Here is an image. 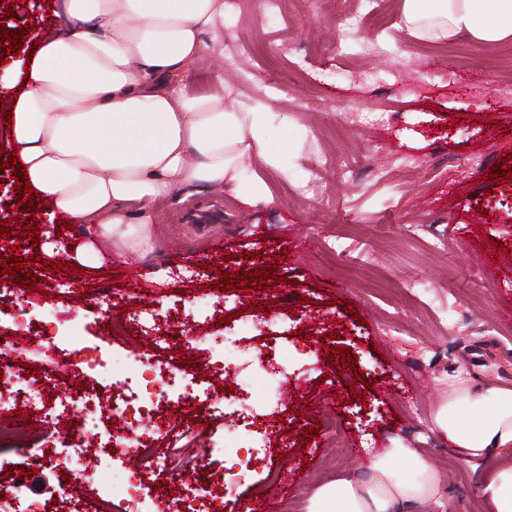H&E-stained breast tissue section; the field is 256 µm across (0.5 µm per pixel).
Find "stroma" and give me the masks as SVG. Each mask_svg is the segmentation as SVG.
<instances>
[{"label": "stroma", "instance_id": "obj_1", "mask_svg": "<svg viewBox=\"0 0 512 512\" xmlns=\"http://www.w3.org/2000/svg\"><path fill=\"white\" fill-rule=\"evenodd\" d=\"M401 6L392 0L389 29L363 27L345 38L334 6L315 13L288 0L283 17L272 20L262 0H237L224 18L222 45L205 52L189 82L219 88L221 53L248 38L247 64L269 91L259 97L232 80L229 98L244 109L262 103L267 136L288 139L277 167L263 173L271 198L250 207L221 192V219L195 224L207 196L187 197L150 225L146 248L117 246L90 228L63 232L60 248L32 240L15 217L18 189L6 165L10 134L0 112V220L13 221L11 235L0 236V269L11 247L35 280L33 288L0 298V308L16 300L52 312L61 326L80 322L85 357L151 349L132 307L158 299L179 313L165 351L174 360L204 364L202 352L184 348L186 339L214 332L190 318L194 305L223 309L224 333L238 337L240 348L287 349L288 394L257 422L247 417L234 373L224 376L223 422L181 412L169 418L165 446L180 453L171 471L176 482L216 472L210 441L219 424L251 430L259 457L224 512H302L317 484L361 470L394 437L423 449L442 470L453 512H487L478 490L484 465L455 462L432 415L439 382L449 374L487 372L512 382V325L503 317L512 312V176L488 177L512 156V43L457 37L441 49L432 39L412 42L399 28ZM274 40L297 50L301 69L266 59L262 48ZM284 83L291 95L277 93ZM377 107L389 122L348 125V113ZM334 161L348 171L334 180L328 201H299L297 187ZM285 170L291 179L282 178ZM297 230L311 245L294 265L286 251ZM88 244L98 262L74 270ZM476 254L489 264L473 262ZM120 258L131 261L132 278L121 275ZM50 262L55 271L47 270ZM263 268L276 275L265 290L215 287L222 271ZM107 288L112 306L104 318L98 305ZM273 316L287 319L290 330L278 342L266 328ZM338 348L350 349L354 363H331ZM329 419L355 449L340 462L323 429Z\"/></svg>", "mask_w": 512, "mask_h": 512}]
</instances>
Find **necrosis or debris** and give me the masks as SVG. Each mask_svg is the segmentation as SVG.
I'll return each mask as SVG.
<instances>
[{
	"label": "necrosis or debris",
	"mask_w": 512,
	"mask_h": 512,
	"mask_svg": "<svg viewBox=\"0 0 512 512\" xmlns=\"http://www.w3.org/2000/svg\"><path fill=\"white\" fill-rule=\"evenodd\" d=\"M11 328L19 340H8L10 358L14 364L15 381L0 392V411L20 407L39 414L42 421L60 420L72 413L89 414V433L48 449L38 444L19 446L16 432L0 428V470L7 478L0 479V512H45V505L32 486L30 470L50 467L69 474L58 483L56 499L69 501L78 488L87 491V512H112L120 505L121 512H155V499L149 490L152 483L167 479L169 461L160 453L166 434L164 421L167 409L204 406L212 419L226 415L224 393L215 379L237 357L224 343L204 339L206 363L204 374L188 372L178 365L154 359L153 356L120 357L107 352L84 362L87 372L102 383L101 391H74L56 396V381L28 376L23 366L28 359V342H36L46 356L64 363L78 352L82 340L78 325L59 327L50 316L33 320L25 307L12 308L8 315ZM214 445L229 467L223 468L216 480L181 484L180 497L187 501L186 512H220L226 487L240 483L246 469H234L247 445L243 435L228 428ZM136 449L141 458L137 470L114 474L112 459L126 449ZM20 457L21 469H9L12 457Z\"/></svg>",
	"instance_id": "4bbe7bcc"
}]
</instances>
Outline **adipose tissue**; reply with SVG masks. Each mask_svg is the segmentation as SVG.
Wrapping results in <instances>:
<instances>
[{"label":"adipose tissue","mask_w":512,"mask_h":512,"mask_svg":"<svg viewBox=\"0 0 512 512\" xmlns=\"http://www.w3.org/2000/svg\"><path fill=\"white\" fill-rule=\"evenodd\" d=\"M58 14L64 26L39 37L4 95L37 203L127 246L186 192L267 199L257 169L278 151L262 137V104L245 110L187 84L204 34L224 32V0H59ZM401 14L413 39L512 40V0H402ZM432 423L455 461L489 464L490 512H512V385L450 375ZM445 492L440 470L396 439L361 473L319 485L304 512H432Z\"/></svg>","instance_id":"adipose-tissue-1"}]
</instances>
